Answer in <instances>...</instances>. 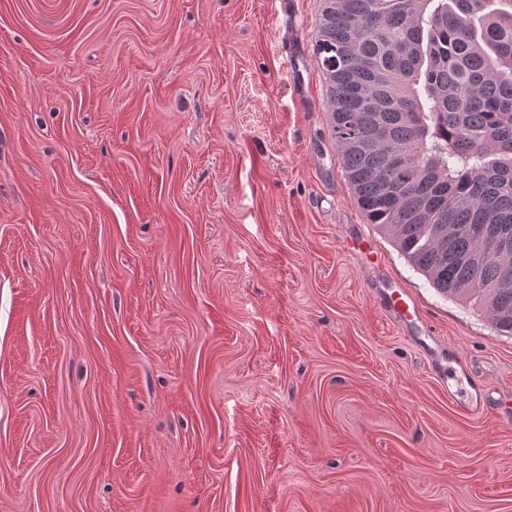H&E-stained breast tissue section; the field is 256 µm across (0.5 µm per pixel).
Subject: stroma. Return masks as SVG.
Here are the masks:
<instances>
[{
	"label": "stroma",
	"instance_id": "stroma-1",
	"mask_svg": "<svg viewBox=\"0 0 512 512\" xmlns=\"http://www.w3.org/2000/svg\"><path fill=\"white\" fill-rule=\"evenodd\" d=\"M321 10L0 0V512H512V335L367 223ZM383 311L402 329L408 328L416 316V306L413 300L402 290L389 288L381 298Z\"/></svg>",
	"mask_w": 512,
	"mask_h": 512
}]
</instances>
